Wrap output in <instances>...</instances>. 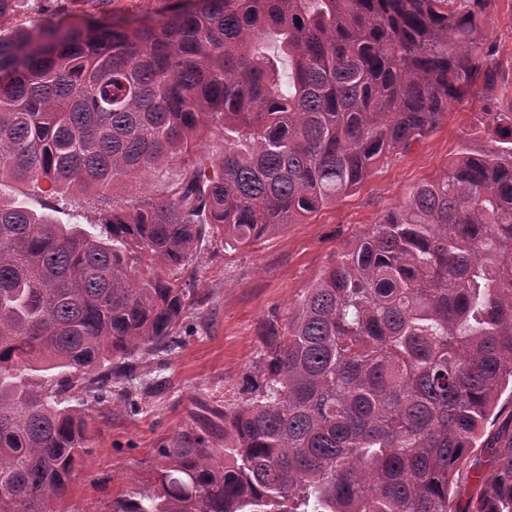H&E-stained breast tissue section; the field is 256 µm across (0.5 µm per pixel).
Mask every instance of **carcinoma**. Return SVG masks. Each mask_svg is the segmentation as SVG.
Wrapping results in <instances>:
<instances>
[{"label": "carcinoma", "instance_id": "obj_1", "mask_svg": "<svg viewBox=\"0 0 512 512\" xmlns=\"http://www.w3.org/2000/svg\"><path fill=\"white\" fill-rule=\"evenodd\" d=\"M112 2L0 33V182L95 212L87 231L0 197V512H61L91 421L63 393L100 403L138 352L174 349L201 242L306 220L477 93L487 147L345 238L263 322L224 447L177 435L112 512H512V414L471 456L512 386L492 0H175L136 26ZM207 140L220 152L196 154Z\"/></svg>", "mask_w": 512, "mask_h": 512}]
</instances>
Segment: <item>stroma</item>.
<instances>
[{"instance_id": "stroma-1", "label": "stroma", "mask_w": 512, "mask_h": 512, "mask_svg": "<svg viewBox=\"0 0 512 512\" xmlns=\"http://www.w3.org/2000/svg\"><path fill=\"white\" fill-rule=\"evenodd\" d=\"M483 29L512 90V0H494ZM481 107L475 96L452 104L434 131L374 164L359 186L303 223L242 251L202 244L191 281L195 303L178 345L168 356L143 355L134 406L97 404L90 453L62 512H112L116 499L153 474L159 449L197 429L203 406L238 404L267 316H287L344 238L398 208L420 181L443 175L463 147L481 148L471 137Z\"/></svg>"}]
</instances>
